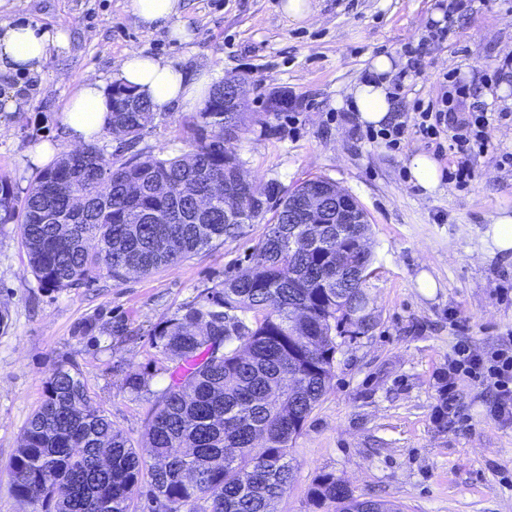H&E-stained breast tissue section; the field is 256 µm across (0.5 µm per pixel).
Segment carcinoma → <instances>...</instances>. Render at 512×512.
<instances>
[{
	"label": "carcinoma",
	"instance_id": "carcinoma-1",
	"mask_svg": "<svg viewBox=\"0 0 512 512\" xmlns=\"http://www.w3.org/2000/svg\"><path fill=\"white\" fill-rule=\"evenodd\" d=\"M212 91L185 122L191 151L163 150L114 166L95 146L37 173L25 195L0 174V224L18 221L32 273L43 288L120 282L177 264L236 234L224 223V196L197 209L216 178L229 189L239 167L233 142L250 112H211ZM155 119L149 103L118 84L105 130L131 140ZM299 188L257 186L248 220L267 231L253 263L159 323L155 347L183 374L153 409L145 444L134 447L94 405L77 364L62 361L45 381L11 462L16 497L42 512H129L147 499L167 512H276L293 479L291 442L333 376L340 324L368 331L361 314L372 257L355 248L368 224H299ZM311 496L336 512H402L353 495L332 473Z\"/></svg>",
	"mask_w": 512,
	"mask_h": 512
}]
</instances>
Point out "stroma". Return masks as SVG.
Here are the masks:
<instances>
[{
    "instance_id": "35a3bbf8",
    "label": "stroma",
    "mask_w": 512,
    "mask_h": 512,
    "mask_svg": "<svg viewBox=\"0 0 512 512\" xmlns=\"http://www.w3.org/2000/svg\"><path fill=\"white\" fill-rule=\"evenodd\" d=\"M440 0H311L313 14L291 22L282 0H185L183 22L192 44L137 23L130 0H6L0 21L47 29L66 27L69 46L52 52L40 71L0 73V88L22 89L25 108L0 112V174L27 191L44 165L35 148L49 142L74 150L63 111L82 78L111 79L129 51L177 61L216 82L245 80L248 123L234 143L246 175L289 189L323 176L349 192L370 223L367 246L376 274L366 284L372 327L345 340L326 394L292 442L294 479L277 512H335L314 507L311 488L333 473L354 496L401 505L403 512H512V422L490 411L487 383L463 379L461 415L436 427V378L465 343L488 356L512 346V260L491 254L485 237L500 209L512 210V120L489 130L491 147L473 160L464 185L442 181L432 195L412 184L406 163L417 153L449 167L414 132L398 150L355 135L350 89L373 59L390 56L396 69L418 60L394 110L410 118L416 101H433L450 80L481 88L490 111L512 110L488 81L512 55V0H473L471 16L447 19L445 41L424 43ZM296 101V110L280 99ZM185 113L170 112L141 137L102 133L96 147L113 163L159 151L190 150ZM264 224L245 225L180 264L122 283L99 277L62 291L40 287L17 224H0V512H31L12 493L11 461L22 429L44 398L49 370L61 360L79 365L93 401L134 446L146 438L152 410L176 375L151 332L180 314L202 291L246 267ZM428 273L434 287L418 285ZM148 373L147 390L125 385Z\"/></svg>"
}]
</instances>
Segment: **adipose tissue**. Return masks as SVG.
<instances>
[{
    "instance_id": "adipose-tissue-1",
    "label": "adipose tissue",
    "mask_w": 512,
    "mask_h": 512,
    "mask_svg": "<svg viewBox=\"0 0 512 512\" xmlns=\"http://www.w3.org/2000/svg\"><path fill=\"white\" fill-rule=\"evenodd\" d=\"M130 7L138 23L145 28L166 30L178 43L192 42L193 33L181 20L183 0H131ZM63 28L52 30L29 23L0 22V72L33 73L39 71L51 50L67 47ZM394 69L390 57L377 56L371 74L352 89V106L361 125L385 126L393 117L387 74ZM115 79L134 87L145 97L153 111L179 109L189 112L207 98L213 78L209 73H190L173 60L154 57L140 51L127 52L117 63ZM112 108L106 83L86 76L66 105L62 122L72 141L88 143L97 139Z\"/></svg>"
}]
</instances>
